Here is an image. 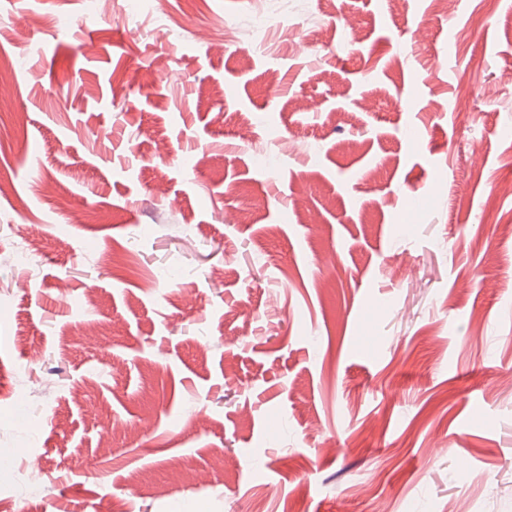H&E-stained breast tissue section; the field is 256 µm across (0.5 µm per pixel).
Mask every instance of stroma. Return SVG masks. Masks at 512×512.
<instances>
[{
  "instance_id": "stroma-1",
  "label": "stroma",
  "mask_w": 512,
  "mask_h": 512,
  "mask_svg": "<svg viewBox=\"0 0 512 512\" xmlns=\"http://www.w3.org/2000/svg\"><path fill=\"white\" fill-rule=\"evenodd\" d=\"M88 2L0 0L11 512H512V0Z\"/></svg>"
}]
</instances>
